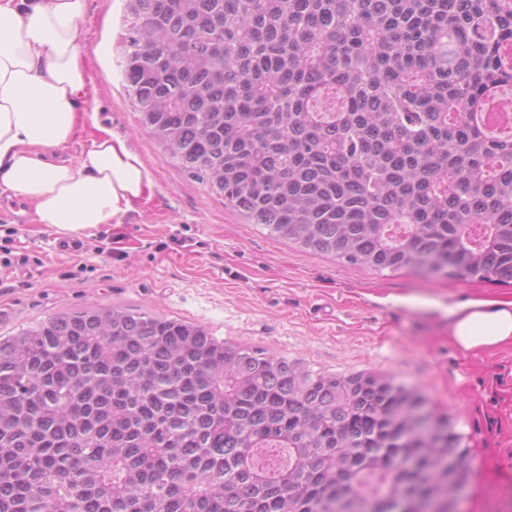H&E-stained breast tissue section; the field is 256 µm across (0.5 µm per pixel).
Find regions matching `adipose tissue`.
Instances as JSON below:
<instances>
[{
    "label": "adipose tissue",
    "instance_id": "1",
    "mask_svg": "<svg viewBox=\"0 0 512 512\" xmlns=\"http://www.w3.org/2000/svg\"><path fill=\"white\" fill-rule=\"evenodd\" d=\"M86 0H0V196L28 203L63 238L117 224L152 197L153 180L125 139L99 128L72 160L57 151L80 130L92 82L78 37ZM449 335L469 352L512 344V300L454 311Z\"/></svg>",
    "mask_w": 512,
    "mask_h": 512
}]
</instances>
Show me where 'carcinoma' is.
Listing matches in <instances>:
<instances>
[{
  "label": "carcinoma",
  "instance_id": "carcinoma-1",
  "mask_svg": "<svg viewBox=\"0 0 512 512\" xmlns=\"http://www.w3.org/2000/svg\"><path fill=\"white\" fill-rule=\"evenodd\" d=\"M140 125L249 224L364 269L512 283V0H126ZM137 310L0 337V512L443 508L472 457L448 417ZM475 117L490 132H507L511 130V113L501 108V101L491 93L478 109Z\"/></svg>",
  "mask_w": 512,
  "mask_h": 512
}]
</instances>
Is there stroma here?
<instances>
[{
  "label": "stroma",
  "instance_id": "1",
  "mask_svg": "<svg viewBox=\"0 0 512 512\" xmlns=\"http://www.w3.org/2000/svg\"><path fill=\"white\" fill-rule=\"evenodd\" d=\"M124 0H87L78 36L93 83L82 104L126 139L153 183L144 211L69 240L30 207L0 199V335L87 306L136 309L332 374L370 372L414 388L447 414L472 455L460 512H512V345L460 352L452 312L511 299L512 285L369 271L309 254L245 223L179 169L143 129L124 88Z\"/></svg>",
  "mask_w": 512,
  "mask_h": 512
}]
</instances>
